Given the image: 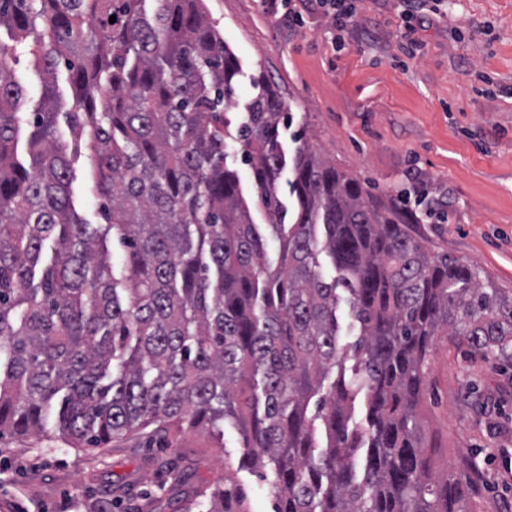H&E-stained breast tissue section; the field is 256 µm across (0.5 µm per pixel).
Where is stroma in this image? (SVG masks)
<instances>
[{"instance_id":"stroma-1","label":"stroma","mask_w":512,"mask_h":512,"mask_svg":"<svg viewBox=\"0 0 512 512\" xmlns=\"http://www.w3.org/2000/svg\"><path fill=\"white\" fill-rule=\"evenodd\" d=\"M346 26L317 10L273 17L263 0H205L245 76L263 73L290 105L285 144L305 136L370 198L394 209L431 251L472 264L512 293V0H442L405 49L407 0H348ZM435 468L480 481L465 512H512V364L435 337L419 398ZM241 438L152 430L105 448L57 432L0 437V512H178L184 494L236 472L251 504L271 488L242 468Z\"/></svg>"}]
</instances>
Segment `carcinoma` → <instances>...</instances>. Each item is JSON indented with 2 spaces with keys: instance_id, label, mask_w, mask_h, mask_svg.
Wrapping results in <instances>:
<instances>
[{
  "instance_id": "carcinoma-1",
  "label": "carcinoma",
  "mask_w": 512,
  "mask_h": 512,
  "mask_svg": "<svg viewBox=\"0 0 512 512\" xmlns=\"http://www.w3.org/2000/svg\"><path fill=\"white\" fill-rule=\"evenodd\" d=\"M2 27L42 94L19 112L0 43V436L233 429L272 512H457L468 486L436 475L416 417L425 358L444 335L512 362V295L431 254L307 141L289 153L261 73L238 123L242 66L204 0H0ZM83 150L101 224L71 193ZM196 495L250 512L230 473Z\"/></svg>"
}]
</instances>
